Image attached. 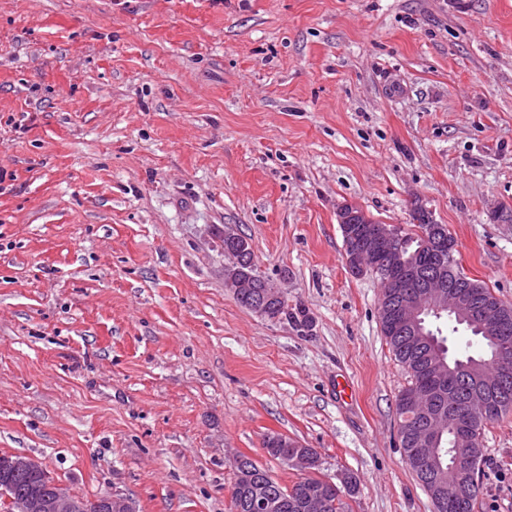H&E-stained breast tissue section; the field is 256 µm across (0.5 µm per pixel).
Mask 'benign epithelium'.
<instances>
[{
  "mask_svg": "<svg viewBox=\"0 0 512 512\" xmlns=\"http://www.w3.org/2000/svg\"><path fill=\"white\" fill-rule=\"evenodd\" d=\"M360 216L359 207L348 203L337 213L346 240L345 264L355 275L376 272L388 287L399 289L395 319L414 348L425 352L428 336L425 317L445 313L494 337L500 349L509 346L507 322L498 304L476 301L468 291L443 282L434 288H413L416 265L413 258L406 255L401 228L379 224L371 231L364 230L359 226ZM511 382L512 369L503 364L492 375L472 374L465 378L467 389L482 413L500 399V394L508 390ZM426 395V390L415 386L408 398L419 419V444L436 450L434 458L437 459L445 422L442 417L427 411V404L423 402ZM19 477L31 480L22 512H135L132 503L119 495L88 500L76 496L64 484L51 478L42 462L34 457L1 454L0 495L12 498L13 483Z\"/></svg>",
  "mask_w": 512,
  "mask_h": 512,
  "instance_id": "obj_1",
  "label": "benign epithelium"
}]
</instances>
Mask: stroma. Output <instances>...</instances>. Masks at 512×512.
<instances>
[{"mask_svg":"<svg viewBox=\"0 0 512 512\" xmlns=\"http://www.w3.org/2000/svg\"><path fill=\"white\" fill-rule=\"evenodd\" d=\"M0 169V454L231 512L237 456L296 481L273 432L356 478L349 512H433L337 212L423 206L512 304V0H0ZM215 224L308 335L237 302ZM482 446L474 512H512V417ZM263 447L271 458L281 462L296 455L315 454L316 451L313 448H304L298 441L282 434H273L268 438L266 435L263 439Z\"/></svg>","mask_w":512,"mask_h":512,"instance_id":"1","label":"stroma"}]
</instances>
